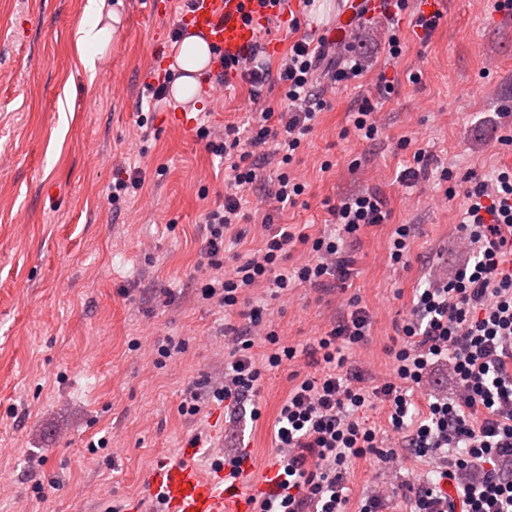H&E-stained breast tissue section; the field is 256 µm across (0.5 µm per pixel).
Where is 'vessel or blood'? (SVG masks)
Returning <instances> with one entry per match:
<instances>
[{
  "label": "vessel or blood",
  "mask_w": 512,
  "mask_h": 512,
  "mask_svg": "<svg viewBox=\"0 0 512 512\" xmlns=\"http://www.w3.org/2000/svg\"><path fill=\"white\" fill-rule=\"evenodd\" d=\"M296 4L297 0H279L277 5L260 10L256 0H190L178 24L203 34L216 59L221 60L240 56L263 32L278 27ZM389 8L388 0H339L331 39L346 40L358 14H378ZM195 455V447L189 445L178 459L160 458L152 463L149 482L163 498L166 512H246L245 486L228 489L220 466L202 473L194 462Z\"/></svg>",
  "instance_id": "b4317fda"
}]
</instances>
